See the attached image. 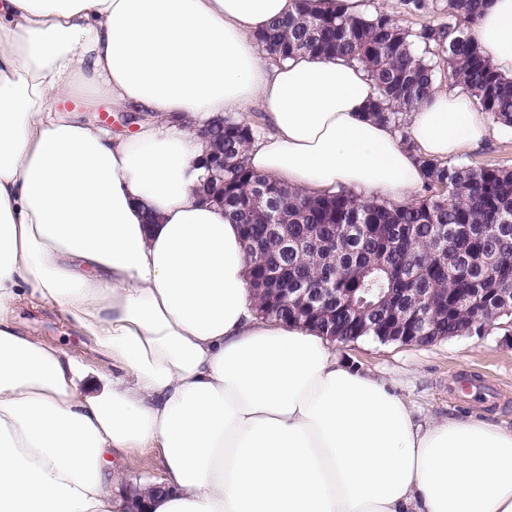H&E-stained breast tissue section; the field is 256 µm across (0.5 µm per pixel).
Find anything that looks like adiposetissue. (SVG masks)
<instances>
[{
  "label": "adipose tissue",
  "mask_w": 512,
  "mask_h": 512,
  "mask_svg": "<svg viewBox=\"0 0 512 512\" xmlns=\"http://www.w3.org/2000/svg\"><path fill=\"white\" fill-rule=\"evenodd\" d=\"M295 0H0V512H126L114 459L159 451L147 512H512V428L420 425L383 380L318 332L256 317L241 233L199 201L202 125L260 108L248 154L268 180L409 200L418 157L496 125L456 88L369 115L342 58L266 63L257 34ZM512 75V0L473 27ZM89 92L146 114L109 136L52 107ZM27 302L88 336L112 368L19 332Z\"/></svg>",
  "instance_id": "obj_1"
}]
</instances>
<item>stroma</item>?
Listing matches in <instances>:
<instances>
[{
	"label": "stroma",
	"mask_w": 512,
	"mask_h": 512,
	"mask_svg": "<svg viewBox=\"0 0 512 512\" xmlns=\"http://www.w3.org/2000/svg\"><path fill=\"white\" fill-rule=\"evenodd\" d=\"M15 319L26 335L84 359L91 369H109L93 343L51 310L26 306ZM331 349L341 362L393 385L412 405L415 419L475 416L512 428V324L507 320L484 332L428 346L361 339L336 342ZM473 373L494 385L500 398L490 403L478 398L461 401L456 379ZM113 471L121 491H135L159 479L158 453L153 448L131 449L114 460Z\"/></svg>",
	"instance_id": "1"
}]
</instances>
